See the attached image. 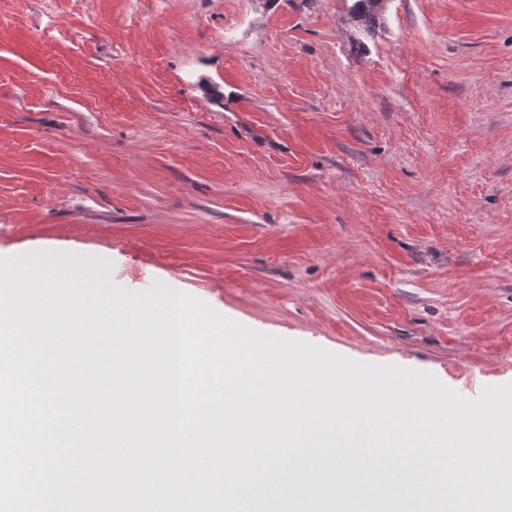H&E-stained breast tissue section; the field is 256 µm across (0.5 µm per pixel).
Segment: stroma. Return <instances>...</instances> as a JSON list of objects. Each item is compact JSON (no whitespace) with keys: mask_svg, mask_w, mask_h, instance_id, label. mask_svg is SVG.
I'll list each match as a JSON object with an SVG mask.
<instances>
[{"mask_svg":"<svg viewBox=\"0 0 512 512\" xmlns=\"http://www.w3.org/2000/svg\"><path fill=\"white\" fill-rule=\"evenodd\" d=\"M0 0V257L512 384V0ZM348 15L356 28L365 34H371L384 11V0H351Z\"/></svg>","mask_w":512,"mask_h":512,"instance_id":"35a3bbf8","label":"stroma"}]
</instances>
